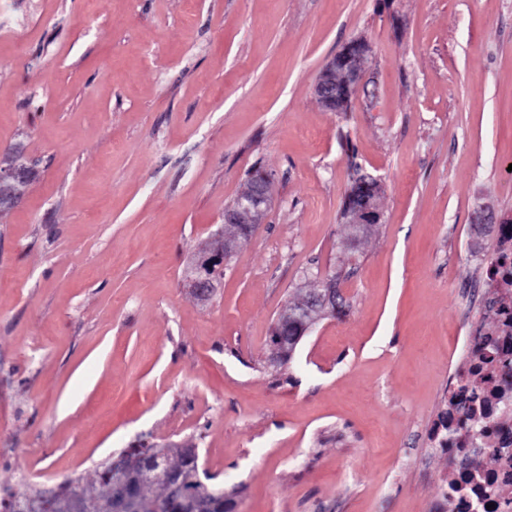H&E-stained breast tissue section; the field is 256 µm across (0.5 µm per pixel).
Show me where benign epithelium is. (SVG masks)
Masks as SVG:
<instances>
[{"mask_svg": "<svg viewBox=\"0 0 512 512\" xmlns=\"http://www.w3.org/2000/svg\"><path fill=\"white\" fill-rule=\"evenodd\" d=\"M370 47L358 38L347 42L325 63L314 85V95L329 112H344L362 86L363 73ZM34 168L28 159L9 161L0 152V220L10 213L24 198L27 184ZM380 181L369 175L353 176L347 189L341 212L342 223L350 225L351 239L363 238L368 225L378 224L381 213L376 198L380 194ZM274 197L271 175L262 170L253 171L248 178V188L235 204L224 211L223 224L211 233L205 246L189 261L184 270L186 288L199 301H210L220 287L224 269L237 247L249 242L256 235L271 208ZM239 226L238 237L231 239L226 228ZM345 296L338 279L325 274L319 291L309 303L292 312L283 309L275 319V336L281 346L297 343L327 314H336L344 308ZM117 492L112 501V512H134L137 509V484L145 480L160 479L178 483L182 476L170 470L166 462V447L155 445L149 451L131 449L120 466L112 471Z\"/></svg>", "mask_w": 512, "mask_h": 512, "instance_id": "obj_1", "label": "benign epithelium"}]
</instances>
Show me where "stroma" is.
<instances>
[{"instance_id": "35a3bbf8", "label": "stroma", "mask_w": 512, "mask_h": 512, "mask_svg": "<svg viewBox=\"0 0 512 512\" xmlns=\"http://www.w3.org/2000/svg\"><path fill=\"white\" fill-rule=\"evenodd\" d=\"M347 111L313 86L355 38ZM39 173L0 221V493L195 446L236 512H436L431 438L512 217V0H0V151ZM382 217L351 248L353 165ZM257 235L209 303L182 285L253 168ZM348 301L285 366L279 312ZM510 222H511V219H498L494 215L493 212L488 210L487 207H485L484 205H480L475 212V216H474L472 224H485V225L500 224L499 228H501V226L503 224L510 223ZM500 232H501V238L499 237L497 256L491 262V264L488 268L489 275L487 278L489 280L493 281L496 276H499L500 282H502L501 288H511L512 289V266L510 268H505V269H499V268L495 267V265L497 263L498 255L500 254V252H502V248L504 245V237H503V233H502V228L500 229Z\"/></svg>"}]
</instances>
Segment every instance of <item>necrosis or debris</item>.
Returning <instances> with one entry per match:
<instances>
[{
  "mask_svg": "<svg viewBox=\"0 0 512 512\" xmlns=\"http://www.w3.org/2000/svg\"><path fill=\"white\" fill-rule=\"evenodd\" d=\"M479 399L490 402L485 427L471 426L465 413H453L432 436L448 457V512H512V369L484 368ZM496 455L493 466L473 472L485 446Z\"/></svg>",
  "mask_w": 512,
  "mask_h": 512,
  "instance_id": "1",
  "label": "necrosis or debris"
}]
</instances>
